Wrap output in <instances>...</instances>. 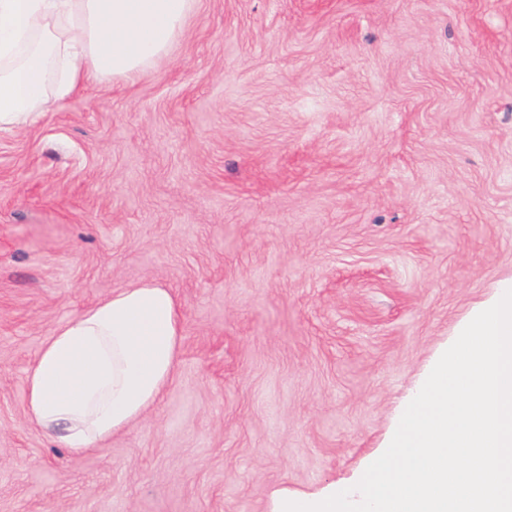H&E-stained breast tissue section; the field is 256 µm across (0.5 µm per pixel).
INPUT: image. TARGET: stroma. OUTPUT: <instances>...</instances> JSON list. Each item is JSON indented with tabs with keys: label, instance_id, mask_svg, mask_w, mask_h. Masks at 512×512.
Masks as SVG:
<instances>
[{
	"label": "stroma",
	"instance_id": "1",
	"mask_svg": "<svg viewBox=\"0 0 512 512\" xmlns=\"http://www.w3.org/2000/svg\"><path fill=\"white\" fill-rule=\"evenodd\" d=\"M512 277V0H196L132 82L0 131V512H272L354 486ZM176 294V374L73 454L55 328Z\"/></svg>",
	"mask_w": 512,
	"mask_h": 512
}]
</instances>
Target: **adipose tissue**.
Listing matches in <instances>:
<instances>
[{
	"instance_id": "adipose-tissue-1",
	"label": "adipose tissue",
	"mask_w": 512,
	"mask_h": 512,
	"mask_svg": "<svg viewBox=\"0 0 512 512\" xmlns=\"http://www.w3.org/2000/svg\"><path fill=\"white\" fill-rule=\"evenodd\" d=\"M194 0H0V129L37 121L86 82L132 80L182 32ZM181 314L142 281L59 325L25 377V416L85 453L127 429L172 381Z\"/></svg>"
}]
</instances>
